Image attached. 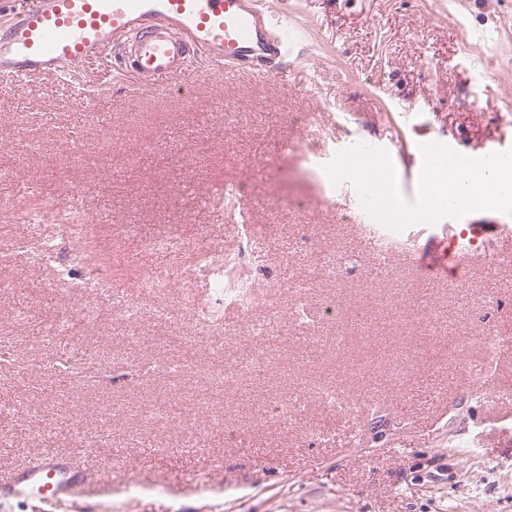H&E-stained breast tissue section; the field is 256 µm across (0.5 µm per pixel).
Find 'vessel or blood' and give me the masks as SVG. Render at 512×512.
I'll return each mask as SVG.
<instances>
[{
	"label": "vessel or blood",
	"mask_w": 512,
	"mask_h": 512,
	"mask_svg": "<svg viewBox=\"0 0 512 512\" xmlns=\"http://www.w3.org/2000/svg\"><path fill=\"white\" fill-rule=\"evenodd\" d=\"M111 43L152 97L172 93L173 78L191 75L200 53L217 65L281 78L291 51L287 22L259 0H33L0 36V84L41 73L79 77ZM94 479L65 458L43 455L8 488L52 506L76 500Z\"/></svg>",
	"instance_id": "b4317fda"
}]
</instances>
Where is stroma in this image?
Returning a JSON list of instances; mask_svg holds the SVG:
<instances>
[{"label": "stroma", "instance_id": "1", "mask_svg": "<svg viewBox=\"0 0 512 512\" xmlns=\"http://www.w3.org/2000/svg\"><path fill=\"white\" fill-rule=\"evenodd\" d=\"M265 2L288 17L287 82L203 61L187 90L156 98L129 99L121 81L93 96L90 71L76 88L52 76L0 88V196L39 179L27 211L57 216L82 195L96 220L87 245L119 295L154 267L152 254L133 256L142 241L199 229L233 250L236 223L202 197L210 186L246 189L288 329L262 396L232 380L171 388L138 373L191 357L230 371L257 357L262 338L232 308L223 352L199 346L195 282L165 294L169 325L131 324L95 293L67 298L20 260L0 294L14 357L0 364V475L46 453L95 470L114 449L124 469L111 493L58 512H512V250L482 249L465 272L429 278L443 219L388 232L392 249L379 258L354 186L332 185L323 170L356 143L386 151L399 172L421 164L424 143L471 157L512 148V0ZM77 134L97 147L80 163L69 149ZM163 150L178 161L152 162ZM93 304L96 319L69 334L66 323ZM488 328L509 342L494 355ZM442 337L452 351L438 349ZM61 341L87 348L91 376L62 384L42 371ZM316 379L355 410L313 397ZM172 400L180 417L148 421ZM284 400L294 404L285 421L270 408ZM79 425L91 444L77 439Z\"/></svg>", "mask_w": 512, "mask_h": 512}]
</instances>
